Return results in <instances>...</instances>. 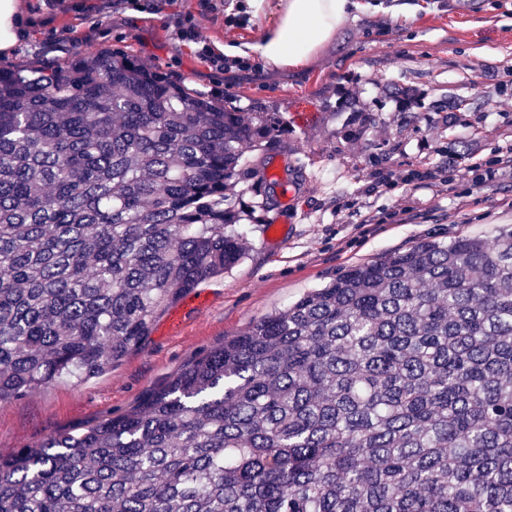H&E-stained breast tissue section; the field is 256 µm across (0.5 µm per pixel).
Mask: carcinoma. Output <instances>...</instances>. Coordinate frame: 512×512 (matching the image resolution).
<instances>
[{
    "label": "carcinoma",
    "mask_w": 512,
    "mask_h": 512,
    "mask_svg": "<svg viewBox=\"0 0 512 512\" xmlns=\"http://www.w3.org/2000/svg\"><path fill=\"white\" fill-rule=\"evenodd\" d=\"M285 133L127 50L0 69V404L112 368L235 264L225 191ZM0 512H512V227L353 266L0 456Z\"/></svg>",
    "instance_id": "carcinoma-1"
}]
</instances>
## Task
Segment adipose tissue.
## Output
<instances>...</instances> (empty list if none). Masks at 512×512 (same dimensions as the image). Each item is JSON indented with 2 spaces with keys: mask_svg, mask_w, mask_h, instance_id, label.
<instances>
[{
  "mask_svg": "<svg viewBox=\"0 0 512 512\" xmlns=\"http://www.w3.org/2000/svg\"><path fill=\"white\" fill-rule=\"evenodd\" d=\"M249 6L257 17L274 13L273 24L259 40L227 43L223 52L257 58L274 71L307 67L351 14L368 9L363 0H249Z\"/></svg>",
  "mask_w": 512,
  "mask_h": 512,
  "instance_id": "adipose-tissue-1",
  "label": "adipose tissue"
}]
</instances>
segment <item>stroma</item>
Masks as SVG:
<instances>
[{
	"instance_id": "obj_1",
	"label": "stroma",
	"mask_w": 512,
	"mask_h": 512,
	"mask_svg": "<svg viewBox=\"0 0 512 512\" xmlns=\"http://www.w3.org/2000/svg\"><path fill=\"white\" fill-rule=\"evenodd\" d=\"M32 18L5 68L45 70L74 57L130 50L189 92L237 112L279 113L287 132L248 151L291 196L256 209L268 187L237 184L227 196L252 208L235 225L243 258L203 283L207 302L179 297L145 344L85 381L58 380L0 405V455L119 415L166 384L195 355L219 347L341 271L427 238H494L512 224V175L480 181L472 169L512 154V0H384L348 20L309 67L270 74L223 72L209 53L258 38L231 0H19ZM193 17L195 41L181 39ZM465 100L452 109L449 98ZM430 172L431 186L371 192L379 168ZM452 186H444V179ZM385 213L384 224L371 216ZM285 242L268 238L269 225Z\"/></svg>"
}]
</instances>
